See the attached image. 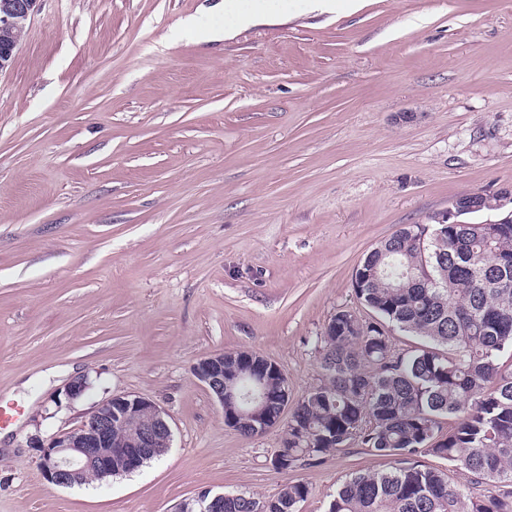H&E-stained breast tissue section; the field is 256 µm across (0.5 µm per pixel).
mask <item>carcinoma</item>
<instances>
[{
    "label": "carcinoma",
    "mask_w": 512,
    "mask_h": 512,
    "mask_svg": "<svg viewBox=\"0 0 512 512\" xmlns=\"http://www.w3.org/2000/svg\"><path fill=\"white\" fill-rule=\"evenodd\" d=\"M352 288L375 318L346 309L330 318L325 381L295 403L275 468L310 466L357 441L392 466L349 475L327 512H512V364L503 361L512 360V224H449L440 242L424 224L404 225L364 256ZM388 325L420 343L395 350ZM259 381L268 404L253 416L247 394ZM224 384L241 394L226 425L252 437L280 423L288 384L262 359L225 356ZM448 415L456 424L444 433ZM476 483L497 490L475 497ZM308 494L301 481L271 498L226 494L224 512H296Z\"/></svg>",
    "instance_id": "cac0c4a2"
}]
</instances>
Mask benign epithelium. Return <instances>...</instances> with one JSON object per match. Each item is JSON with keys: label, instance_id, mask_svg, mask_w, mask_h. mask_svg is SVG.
<instances>
[{"label": "benign epithelium", "instance_id": "7a95c632", "mask_svg": "<svg viewBox=\"0 0 512 512\" xmlns=\"http://www.w3.org/2000/svg\"><path fill=\"white\" fill-rule=\"evenodd\" d=\"M39 0H6L0 4V28L7 29L25 20L30 21ZM496 198L495 224H512V187L492 193ZM486 193L476 191L452 199L448 209L431 217L435 224H462L464 217L482 209ZM224 357L220 352L201 359L193 372L215 396L220 405L232 402L234 392L224 388ZM145 418L129 439L113 441L114 427ZM172 431L168 414L155 402L133 394L114 395L93 407L88 418L76 429L52 434L46 438L30 437L29 448L43 478L57 486L71 487L80 474L95 466L101 477L112 475V456L123 458L128 470L137 469L143 458L171 447ZM197 512H224V495L201 492L190 500Z\"/></svg>", "mask_w": 512, "mask_h": 512}]
</instances>
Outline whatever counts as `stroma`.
Here are the masks:
<instances>
[{
    "label": "stroma",
    "instance_id": "35a3bbf8",
    "mask_svg": "<svg viewBox=\"0 0 512 512\" xmlns=\"http://www.w3.org/2000/svg\"><path fill=\"white\" fill-rule=\"evenodd\" d=\"M219 2L40 0L0 70V512H177L293 480L298 512H326L389 459L354 442L281 472L284 425L228 427L194 365L252 351L299 400L324 377L331 316L369 317L363 255L512 185V0H288L221 40L186 30L217 26ZM119 394L167 411L169 451L47 482L30 436Z\"/></svg>",
    "mask_w": 512,
    "mask_h": 512
}]
</instances>
